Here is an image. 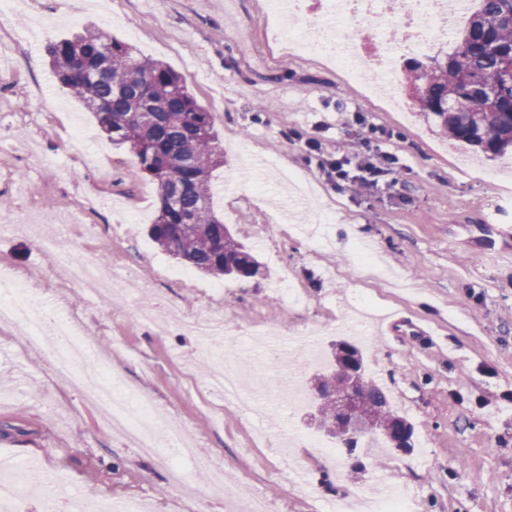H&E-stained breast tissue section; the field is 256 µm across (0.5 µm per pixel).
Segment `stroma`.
Instances as JSON below:
<instances>
[{
    "label": "stroma",
    "mask_w": 512,
    "mask_h": 512,
    "mask_svg": "<svg viewBox=\"0 0 512 512\" xmlns=\"http://www.w3.org/2000/svg\"><path fill=\"white\" fill-rule=\"evenodd\" d=\"M268 14L267 0H25L22 26L0 27L13 61L0 73V138L12 145L0 156V211L20 218L0 230V275L37 281L40 305L95 339L104 376L120 367L124 389L185 421L228 485L264 495L275 512H326L388 489L411 494L415 512H512V245L499 234L512 226V198L486 179H512V157L478 158L449 140L413 104L406 69L394 76L402 108L367 101L331 65L280 48ZM88 28L167 64L212 113L224 147L214 207L260 275L216 283L149 237L156 183L49 65L50 42ZM357 112L364 126L354 124ZM358 133L363 156L379 150L399 163L353 199L324 180L303 144L317 136L325 152H342ZM281 169L297 173L306 199L286 197ZM79 210L83 224H66ZM59 223L79 257L107 256L99 295L69 283L39 246ZM359 239L372 245L379 272L356 261ZM284 272L303 304L281 293ZM368 302L401 320L395 335L369 326L358 347L366 377L411 425L413 449L380 442L361 449L354 470L308 444L336 441L312 402L288 409L274 383L275 362L307 360V351L292 340L268 345L254 330L317 334L310 378L341 340L339 322ZM143 306L222 322L234 343L227 363L259 413L225 403L208 384L216 353L176 326L158 334ZM33 455L79 500L229 512L197 470L174 487L161 463L114 435L89 397L57 376L48 350L26 346L20 328H0V457Z\"/></svg>",
    "instance_id": "1"
}]
</instances>
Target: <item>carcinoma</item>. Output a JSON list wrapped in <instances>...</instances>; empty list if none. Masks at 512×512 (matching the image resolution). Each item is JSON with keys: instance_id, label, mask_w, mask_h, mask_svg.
Returning a JSON list of instances; mask_svg holds the SVG:
<instances>
[{"instance_id": "1", "label": "carcinoma", "mask_w": 512, "mask_h": 512, "mask_svg": "<svg viewBox=\"0 0 512 512\" xmlns=\"http://www.w3.org/2000/svg\"><path fill=\"white\" fill-rule=\"evenodd\" d=\"M458 47L430 62L411 63L420 111L432 117L455 142L485 157L512 149V96L502 92L512 68V0H476ZM50 65L61 86L95 114L113 144L139 160L141 169L164 192L177 179L182 191L175 210L160 204L150 236L164 252L214 278H252L260 265L237 242L213 202V171L224 156L211 114L168 65L134 53V48L100 31L62 38L47 46ZM148 118H140L141 111ZM361 351L346 340L336 342L332 365L313 378L322 424L336 434V394L346 389L339 369L342 352ZM372 427L389 436L399 416L392 413L385 390L361 377L355 387Z\"/></svg>"}]
</instances>
